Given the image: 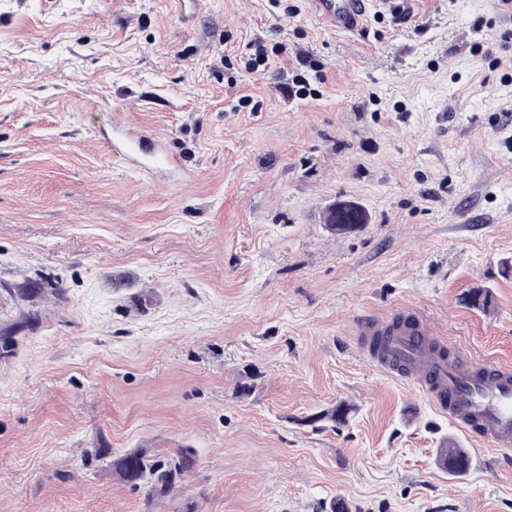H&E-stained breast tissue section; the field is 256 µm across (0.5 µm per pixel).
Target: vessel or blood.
Returning a JSON list of instances; mask_svg holds the SVG:
<instances>
[{
  "label": "vessel or blood",
  "instance_id": "obj_1",
  "mask_svg": "<svg viewBox=\"0 0 512 512\" xmlns=\"http://www.w3.org/2000/svg\"><path fill=\"white\" fill-rule=\"evenodd\" d=\"M308 3L317 21L337 34L362 32L372 7L371 0ZM145 142L138 129L123 126L112 154L138 168L177 166L174 155L160 147L147 148ZM356 334L373 367L414 384L435 408L474 433L485 454H512V366L474 359L412 309H400L387 320L360 316Z\"/></svg>",
  "mask_w": 512,
  "mask_h": 512
}]
</instances>
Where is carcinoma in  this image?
<instances>
[{
    "mask_svg": "<svg viewBox=\"0 0 512 512\" xmlns=\"http://www.w3.org/2000/svg\"><path fill=\"white\" fill-rule=\"evenodd\" d=\"M440 464L451 474H462L470 467V457L452 438H445L438 448ZM194 457L187 450L180 451L167 463H152L145 454L130 451L113 460L123 479L137 487L149 483L156 492H164L175 479L192 468Z\"/></svg>",
    "mask_w": 512,
    "mask_h": 512,
    "instance_id": "obj_1",
    "label": "carcinoma"
}]
</instances>
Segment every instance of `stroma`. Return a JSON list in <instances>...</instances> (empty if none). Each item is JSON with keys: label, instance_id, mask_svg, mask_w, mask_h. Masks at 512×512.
Returning <instances> with one entry per match:
<instances>
[{"label": "stroma", "instance_id": "stroma-1", "mask_svg": "<svg viewBox=\"0 0 512 512\" xmlns=\"http://www.w3.org/2000/svg\"><path fill=\"white\" fill-rule=\"evenodd\" d=\"M257 36L287 70L246 71ZM116 114L181 168L114 160ZM339 201L367 224L327 232ZM405 306L512 364L502 0H383L346 35L306 0L187 25L171 0H0V512H512V461L359 348L356 315ZM185 448L155 495L112 466ZM440 464L451 474L465 473L470 467V457L452 438H444L438 448Z\"/></svg>", "mask_w": 512, "mask_h": 512}]
</instances>
